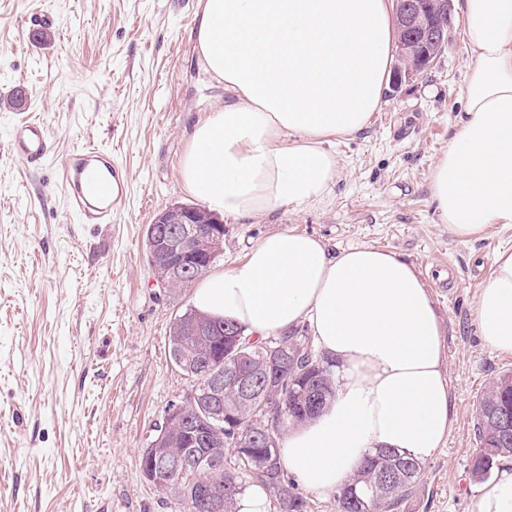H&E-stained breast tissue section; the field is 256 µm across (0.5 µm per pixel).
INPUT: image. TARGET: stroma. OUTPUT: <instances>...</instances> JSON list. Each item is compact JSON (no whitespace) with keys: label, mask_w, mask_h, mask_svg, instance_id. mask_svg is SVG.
Returning a JSON list of instances; mask_svg holds the SVG:
<instances>
[{"label":"stroma","mask_w":512,"mask_h":512,"mask_svg":"<svg viewBox=\"0 0 512 512\" xmlns=\"http://www.w3.org/2000/svg\"><path fill=\"white\" fill-rule=\"evenodd\" d=\"M198 0H0V512H173L142 476L140 454L189 382L168 355L189 288L153 284L145 228L189 203L180 165L193 128L225 92L194 50ZM50 18L46 42L32 33ZM471 63L461 16L428 70L388 85L371 125L329 149L340 173L322 203L224 221L220 271L264 236L315 235L331 253L388 249L426 274L450 385L453 426L421 464L398 512H473L477 402L512 353L487 346L475 305L512 227L462 240L440 224L430 177L454 133ZM33 115L56 155L93 143L131 173L110 224L68 210L53 160L11 157V130Z\"/></svg>","instance_id":"stroma-1"}]
</instances>
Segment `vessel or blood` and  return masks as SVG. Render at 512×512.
I'll return each mask as SVG.
<instances>
[{"label":"vessel or blood","instance_id":"b4317fda","mask_svg":"<svg viewBox=\"0 0 512 512\" xmlns=\"http://www.w3.org/2000/svg\"><path fill=\"white\" fill-rule=\"evenodd\" d=\"M11 155L30 167L42 166L50 157V140L43 123L27 116L16 122L11 134ZM68 209L82 223L108 224L125 209L130 174L111 153L86 145L65 156L59 165Z\"/></svg>","mask_w":512,"mask_h":512}]
</instances>
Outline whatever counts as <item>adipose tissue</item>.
<instances>
[{
	"label": "adipose tissue",
	"instance_id": "1",
	"mask_svg": "<svg viewBox=\"0 0 512 512\" xmlns=\"http://www.w3.org/2000/svg\"><path fill=\"white\" fill-rule=\"evenodd\" d=\"M472 63L455 133L431 172L439 223L461 239L512 225V0H459ZM391 0H199L195 49L228 93L196 125L183 186L248 219L320 203L339 177L327 142L367 128L394 41ZM475 314L485 344L512 353V250L492 258ZM194 308L282 334L308 323L335 371L334 397L289 431L283 463L311 493L348 483L395 448L424 461L452 427L439 322L417 269L371 245L329 255L319 238L266 235L235 267L206 274ZM474 512H512V472L482 486Z\"/></svg>",
	"mask_w": 512,
	"mask_h": 512
}]
</instances>
